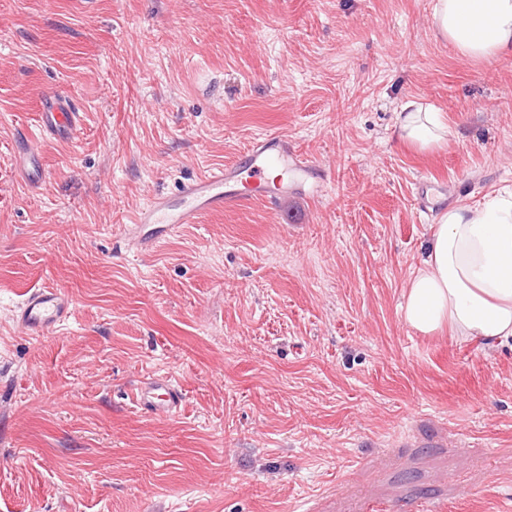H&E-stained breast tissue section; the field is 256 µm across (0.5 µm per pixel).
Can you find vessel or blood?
<instances>
[{
  "label": "vessel or blood",
  "instance_id": "b4317fda",
  "mask_svg": "<svg viewBox=\"0 0 512 512\" xmlns=\"http://www.w3.org/2000/svg\"><path fill=\"white\" fill-rule=\"evenodd\" d=\"M81 115L70 98L45 99L39 111V125L47 135L74 139ZM16 166L25 182L39 187L45 178L42 155L36 141L19 142L15 150ZM319 169L295 154L282 137L270 134L256 141L241 162L223 165L184 183L177 196L154 195L135 215L127 231L132 248L152 247L182 224L198 223L209 211L231 207L252 198L280 199L294 182L314 183ZM72 315V302L59 289L39 288L25 291L16 323L21 331L46 333L63 324ZM139 404L151 415L165 418L180 408L183 394L168 376H156L137 389Z\"/></svg>",
  "mask_w": 512,
  "mask_h": 512
}]
</instances>
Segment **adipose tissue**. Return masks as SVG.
Returning a JSON list of instances; mask_svg holds the SVG:
<instances>
[{
    "label": "adipose tissue",
    "mask_w": 512,
    "mask_h": 512,
    "mask_svg": "<svg viewBox=\"0 0 512 512\" xmlns=\"http://www.w3.org/2000/svg\"><path fill=\"white\" fill-rule=\"evenodd\" d=\"M432 16L436 36L464 57L489 61L512 54V0H434ZM448 134L442 113L413 101L401 106L392 130L394 139L423 151L446 144ZM402 317L424 334L447 325L464 341L512 342V191L439 213Z\"/></svg>",
    "instance_id": "obj_1"
}]
</instances>
